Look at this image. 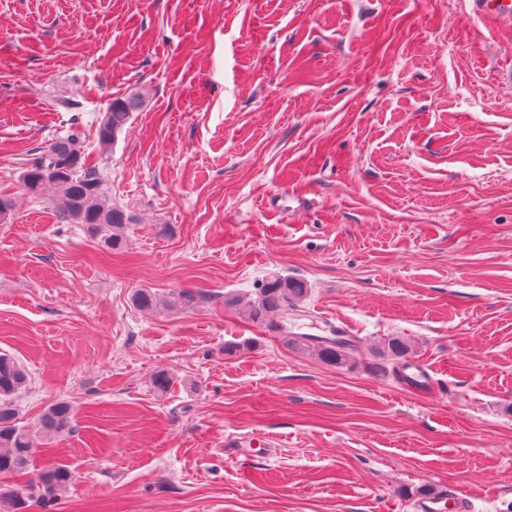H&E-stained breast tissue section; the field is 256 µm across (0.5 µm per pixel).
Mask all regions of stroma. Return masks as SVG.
<instances>
[{"label": "stroma", "mask_w": 512, "mask_h": 512, "mask_svg": "<svg viewBox=\"0 0 512 512\" xmlns=\"http://www.w3.org/2000/svg\"><path fill=\"white\" fill-rule=\"evenodd\" d=\"M505 69L512 20L466 0H0V353L23 423L73 408L34 450L74 475L51 512H411L444 487L512 512ZM131 94L101 160L133 218L111 254L20 171L75 127L96 152ZM273 274L309 289L292 331L346 323L355 365L247 318ZM390 336L445 394L401 388ZM232 433L274 446L245 463ZM141 103L139 97L131 96L125 99H115L109 104L97 129V142L102 155L110 150L117 135L130 120L131 113L135 112ZM411 342L403 336H391L379 348L378 353L391 363L399 362L413 354Z\"/></svg>", "instance_id": "obj_1"}]
</instances>
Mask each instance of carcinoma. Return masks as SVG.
<instances>
[{
    "instance_id": "cac0c4a2",
    "label": "carcinoma",
    "mask_w": 512,
    "mask_h": 512,
    "mask_svg": "<svg viewBox=\"0 0 512 512\" xmlns=\"http://www.w3.org/2000/svg\"><path fill=\"white\" fill-rule=\"evenodd\" d=\"M140 105L137 96L115 99L109 104L97 129L100 153L110 150L131 113ZM20 180L33 194L40 195L47 190L54 193L61 223L81 225L111 253L124 251L126 224L132 217L112 203V197L105 192L103 168L90 160L80 131L73 130L46 146L35 148L32 157L23 162ZM308 293L309 289L300 280L271 276L258 290L257 297L248 302V316L267 322L270 330L279 331L288 320V311L298 307ZM133 302L141 310L158 305L156 293L148 288L137 289ZM288 342L336 367L350 365L357 352L354 342L342 339L329 342L312 336H291ZM413 352V345L403 336L389 337L378 350L392 363ZM27 383L28 375L22 365L14 357L0 354V476L27 470L33 473L26 485L0 484V512H27L32 501L46 507L73 481V473L67 466L54 463L38 468L33 458L34 436L48 443L72 429V407L66 401H56L41 415L36 429L19 424L14 398Z\"/></svg>"
}]
</instances>
